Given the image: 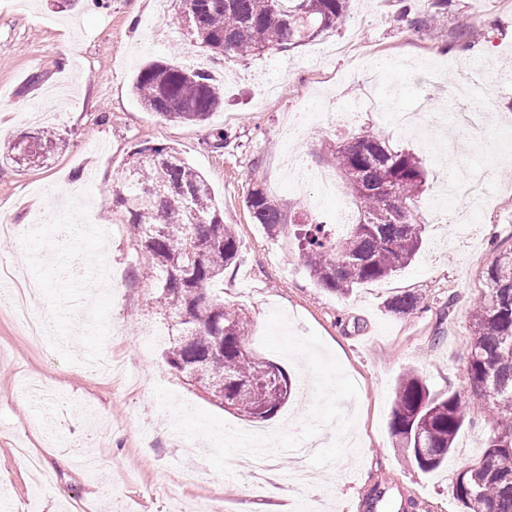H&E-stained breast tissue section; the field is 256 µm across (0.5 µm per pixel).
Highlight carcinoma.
Here are the masks:
<instances>
[{
  "instance_id": "1",
  "label": "carcinoma",
  "mask_w": 512,
  "mask_h": 512,
  "mask_svg": "<svg viewBox=\"0 0 512 512\" xmlns=\"http://www.w3.org/2000/svg\"><path fill=\"white\" fill-rule=\"evenodd\" d=\"M452 0L400 6V18L424 33L448 15ZM177 20L213 60H234L266 50L287 51L347 21L349 0H179ZM489 30H463L465 49ZM133 88L147 111L166 121L200 123L224 105L222 87L205 69L155 61L138 71ZM62 135L43 130L29 140L0 146V161L34 163L65 147ZM336 167L355 199L359 220L342 236L328 225L287 210L252 187L247 207L255 223L272 233L290 225L301 232V258L325 290L339 296L384 280L407 267L422 243L417 223L425 172L411 154L375 137L336 146ZM112 212L132 228L136 252L169 320L167 362L180 372L203 365L224 381V398L234 414L251 420L252 399L240 386L253 376L245 357L247 317L224 305L213 285L244 261L240 241L224 217L207 179L169 145L140 146L130 155L112 190ZM484 293L472 313L467 352L468 384L487 391L450 389L433 393L416 373L405 374L394 389L390 436L411 467L430 474L448 463L459 432L483 416L490 424L483 455L456 475L453 493L463 512H512V246L482 273ZM413 293L387 303L395 315L420 307Z\"/></svg>"
}]
</instances>
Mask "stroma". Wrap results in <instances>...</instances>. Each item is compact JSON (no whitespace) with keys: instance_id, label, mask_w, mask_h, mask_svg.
<instances>
[{"instance_id":"stroma-1","label":"stroma","mask_w":512,"mask_h":512,"mask_svg":"<svg viewBox=\"0 0 512 512\" xmlns=\"http://www.w3.org/2000/svg\"><path fill=\"white\" fill-rule=\"evenodd\" d=\"M176 0H0V139L39 130L28 113L45 106L80 62L77 105L50 127L65 148L43 163L0 165V219L33 225L21 240L0 234V265L24 267L41 285L35 303L60 310L40 341H32L0 299V512H175L177 503L221 512H399L403 497L420 512H461L453 494L457 471L479 457L488 425L476 420L459 434L446 468L429 475L413 469L389 434L394 387L415 371L437 394L467 387L470 313L483 288L481 273L496 245H512V139L495 128L471 143L461 138L459 113L476 108L512 122V79L497 64H512V5L501 0H455L448 24L427 36L395 19L396 0H358L338 32L290 51H267L232 64L214 62L224 82V107L200 124L168 122L147 112L133 91L137 70L153 60L188 61L200 54L176 22ZM496 19L489 42L469 54L448 51L462 27ZM380 94L396 91L394 107L415 112L421 132L402 135L376 115L357 116L371 74ZM315 117L304 126L298 159L315 171L334 167L338 139L373 136L413 153L426 172L422 246L396 275L335 296L316 284L298 257L293 234L270 235L246 205L260 184L284 206L318 219L342 208L356 211L347 186L318 207L305 206L289 188L288 139L301 101ZM227 143L218 147L216 132ZM168 144L209 181L234 225L246 260L224 274V303L249 319L246 348L305 384L303 359L263 347L267 319L281 309L293 332H316L355 382L351 416L355 439L347 452L358 463L340 476L316 466L303 488L279 484L276 471L289 457L274 455L273 472L253 479L241 469L216 472L198 449L173 431L155 386L191 407L242 421L187 385L165 358V342L145 346L166 332L151 282L138 276L129 226L112 221V187L135 148ZM486 172L493 209H470L460 196H444L448 171L472 179L474 164ZM83 194L64 202L66 188ZM78 226L67 245L72 261H96L104 280L73 277L62 262L35 261L57 247L61 228ZM422 295L412 314L396 317L388 297ZM387 493L376 510L365 503L373 487Z\"/></svg>"}]
</instances>
